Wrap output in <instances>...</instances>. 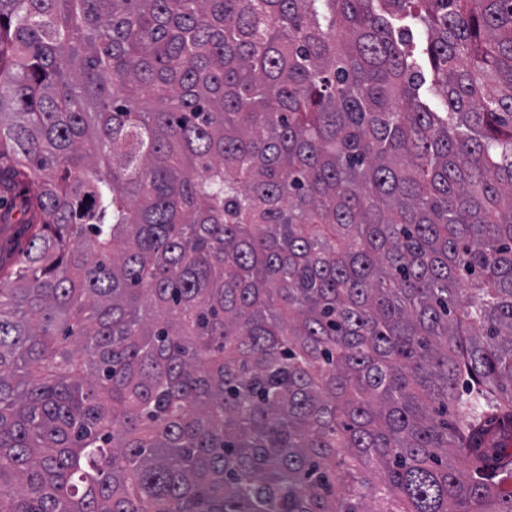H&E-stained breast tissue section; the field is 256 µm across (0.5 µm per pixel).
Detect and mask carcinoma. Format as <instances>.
<instances>
[{"instance_id":"1","label":"carcinoma","mask_w":512,"mask_h":512,"mask_svg":"<svg viewBox=\"0 0 512 512\" xmlns=\"http://www.w3.org/2000/svg\"><path fill=\"white\" fill-rule=\"evenodd\" d=\"M0 224V512H512V0H0Z\"/></svg>"}]
</instances>
